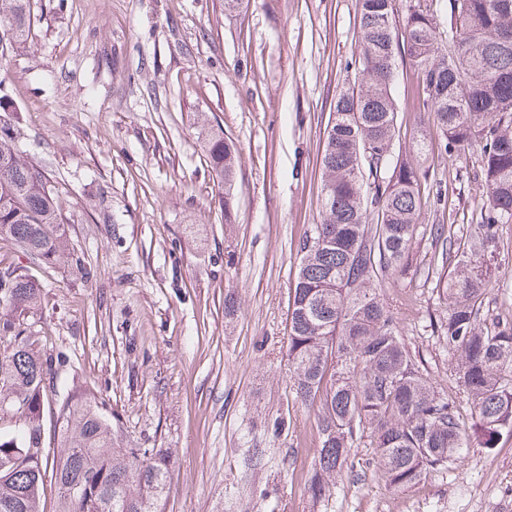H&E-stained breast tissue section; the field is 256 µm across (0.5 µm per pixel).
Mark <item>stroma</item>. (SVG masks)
Wrapping results in <instances>:
<instances>
[{
  "label": "stroma",
  "mask_w": 512,
  "mask_h": 512,
  "mask_svg": "<svg viewBox=\"0 0 512 512\" xmlns=\"http://www.w3.org/2000/svg\"><path fill=\"white\" fill-rule=\"evenodd\" d=\"M30 4L27 42L0 57V120L56 183L72 258L37 271L28 321L62 356L54 385L104 403L123 447L169 453L166 512H512V432L404 492L361 440L364 474L341 473L322 499L308 490L318 435L290 389L288 308L333 104L362 81L356 0ZM409 50L396 54L398 145L428 176L407 265L379 299L464 416L431 227L467 239L486 188L478 148L440 158ZM217 131L237 155L230 224L206 158ZM488 272L482 312L512 321V224Z\"/></svg>",
  "instance_id": "obj_1"
}]
</instances>
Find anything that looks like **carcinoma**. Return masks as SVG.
Returning a JSON list of instances; mask_svg holds the SVG:
<instances>
[{"mask_svg": "<svg viewBox=\"0 0 512 512\" xmlns=\"http://www.w3.org/2000/svg\"><path fill=\"white\" fill-rule=\"evenodd\" d=\"M29 0H0L14 47L30 33ZM395 0H357L359 60L364 82L336 98L321 158L320 223L302 241L304 261L289 309L288 359L294 400L316 409L319 438L309 490L321 497L348 466L350 448L368 438L388 485L405 491L474 446L492 448L512 432V323L480 319L487 259L498 225L512 224V0H448V47L433 12L408 14L403 34L429 89L424 109L444 152L479 147L487 192L464 247L435 228L453 269L448 297L449 349L471 400L464 426L448 400L405 350L378 290L402 271L424 205L419 169L394 155L400 134L392 96L397 31ZM385 153L364 154L365 145ZM210 166L232 186L236 156L220 136L208 142ZM64 223L56 185L21 159L13 127L0 125V243L29 252L27 266L0 269V512H41L45 485L55 512H166L170 456L158 448H122L105 409L72 389L55 399L50 424L56 456L44 448L47 375L54 359L22 318L40 303L34 269L64 258Z\"/></svg>", "mask_w": 512, "mask_h": 512, "instance_id": "obj_1", "label": "carcinoma"}]
</instances>
